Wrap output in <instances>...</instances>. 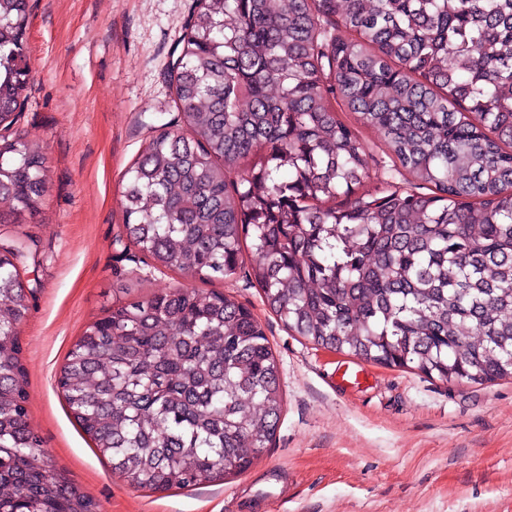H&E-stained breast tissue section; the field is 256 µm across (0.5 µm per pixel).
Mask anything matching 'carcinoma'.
I'll use <instances>...</instances> for the list:
<instances>
[{
  "mask_svg": "<svg viewBox=\"0 0 512 512\" xmlns=\"http://www.w3.org/2000/svg\"><path fill=\"white\" fill-rule=\"evenodd\" d=\"M26 26V0H0V224L35 220L49 188L14 129ZM172 81L178 129L123 191V236L155 267L231 281L249 238L295 335L450 384L512 378V0H197ZM341 111L391 154L372 192ZM37 247L0 234V512H97L28 423L18 269ZM58 386L112 473L155 493L244 473L283 410L251 309L184 287L117 299Z\"/></svg>",
  "mask_w": 512,
  "mask_h": 512,
  "instance_id": "1",
  "label": "carcinoma"
}]
</instances>
